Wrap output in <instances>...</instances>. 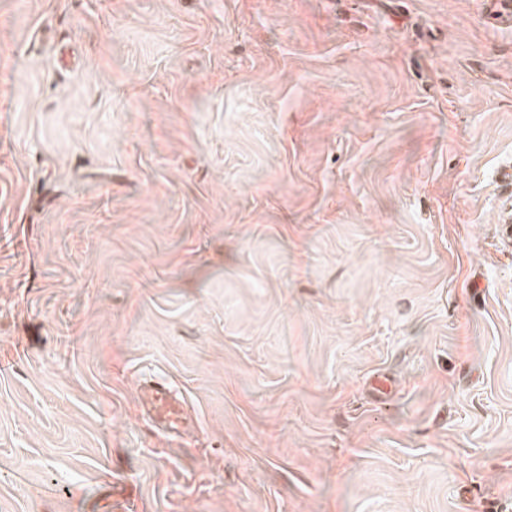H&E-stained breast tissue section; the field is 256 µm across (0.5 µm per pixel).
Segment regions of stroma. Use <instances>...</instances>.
Returning a JSON list of instances; mask_svg holds the SVG:
<instances>
[{
	"label": "stroma",
	"instance_id": "1",
	"mask_svg": "<svg viewBox=\"0 0 512 512\" xmlns=\"http://www.w3.org/2000/svg\"><path fill=\"white\" fill-rule=\"evenodd\" d=\"M508 165L496 0H0V512H512ZM150 418L169 432L177 433L192 421L176 392L164 383H155L144 392Z\"/></svg>",
	"mask_w": 512,
	"mask_h": 512
}]
</instances>
